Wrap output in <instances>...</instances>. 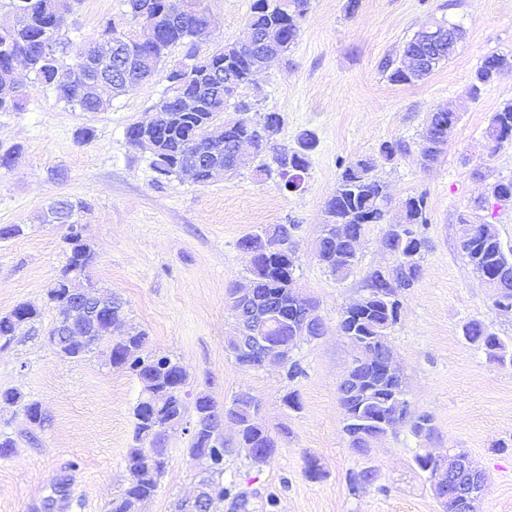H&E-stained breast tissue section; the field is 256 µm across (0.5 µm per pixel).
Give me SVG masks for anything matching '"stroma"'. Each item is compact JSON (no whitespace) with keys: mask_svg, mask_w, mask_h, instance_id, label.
Segmentation results:
<instances>
[{"mask_svg":"<svg viewBox=\"0 0 512 512\" xmlns=\"http://www.w3.org/2000/svg\"><path fill=\"white\" fill-rule=\"evenodd\" d=\"M254 0H205L215 28L200 42L208 52L244 35ZM309 0L297 39L285 56L259 73L244 96L258 112H277L283 125L268 152L292 145L304 131L317 147L298 188L257 171L247 158L237 172L208 185L189 178H158L150 155L126 139V127L162 98L167 83L156 76L88 113L57 101L52 88L31 84L25 66L16 76L30 83L19 112H0V145H20L15 166L0 168V227L19 224L21 235L0 239V313L26 302L41 318L0 347V389L15 387L38 401L48 417L44 429L27 434L19 411L0 405V432L16 445L0 458V512H41L60 478L70 495L64 512H108L125 485L133 441L132 410L141 386L131 373L97 359L73 362L45 341L55 320L46 292L66 261L63 224L41 217L57 199H82L78 217L84 239L96 252L88 278L119 295L128 319L149 334V349L171 355L188 372L190 395L210 394L217 403L238 390L257 395L263 416L277 431L278 448L255 466L241 448L224 456V480L249 496V512H442L425 474L413 461L432 448L467 452L489 481L478 512H512V367L490 359L463 337L464 325L482 321L497 336L512 337V313L497 311L493 288L474 274L458 240L461 218L495 225L512 246V202L488 197L494 182L512 178V141L485 147L489 117L512 101V66L465 96L476 68L493 52L512 51V0ZM123 0H81L69 20L74 45L100 40L107 23L124 20ZM460 25L454 53L426 79L391 82L381 64L398 58L403 45L431 21ZM456 110L459 121L438 159L424 163L420 144L429 112ZM91 139H81L84 129ZM406 143V153L380 159L386 142ZM377 160L387 187L385 224L399 221V202L424 195L428 239L420 282L400 296V318L390 340L403 370L411 404L434 417L432 438L398 426L368 456L349 447L337 384L353 350L337 324L357 299L369 271L388 264L381 245L385 224L371 225L359 246L355 270L343 280L319 264L315 244L325 220L324 204L344 167ZM295 225V276L317 304L324 335L299 343L295 357L307 374L245 371L225 349L231 323L230 288L244 281L249 260L239 239L260 226ZM297 391L302 408L288 410L283 397ZM188 437L171 438L169 462L154 497L140 512H175L190 496L203 462L187 448ZM315 456L322 477L303 474L304 454ZM374 469L373 484L351 491L348 475ZM278 500L269 510L268 495Z\"/></svg>","mask_w":512,"mask_h":512,"instance_id":"obj_1","label":"stroma"}]
</instances>
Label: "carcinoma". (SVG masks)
Segmentation results:
<instances>
[{
  "mask_svg": "<svg viewBox=\"0 0 512 512\" xmlns=\"http://www.w3.org/2000/svg\"><path fill=\"white\" fill-rule=\"evenodd\" d=\"M125 3L131 19L153 25L156 42L149 48L148 56L139 52L133 56L124 80L111 82L105 91L89 97L83 92L84 78L106 72L109 65L97 55L99 46L89 42L83 45L87 67L81 71L71 67L68 6L59 0H10V6L23 15V21L15 28L0 30V83L14 82L13 61L19 56L26 60L35 80L54 88L58 101L84 112H101L111 105L112 98L161 72V64L169 51L185 45L189 47L185 59L195 63L197 76L169 82L165 95L141 120L126 128L128 142L149 151L152 166L159 175L168 177L180 166L190 170L195 182L206 185L211 181L213 168L232 170L228 161L244 135L248 134L265 145L280 131L283 119L278 112H264L255 117L250 115L246 125L221 120V115L228 108L249 112L251 104L242 99L230 102L224 90L213 81L212 74L229 70L239 87L249 85L255 70L262 68L269 59L284 54L295 41L299 18L305 11L307 0H288L286 8L273 5L270 0H254L246 22V30L253 34L254 42L241 47L229 43L201 58L194 51V45L206 38L215 24L203 0H195L191 7L187 0H125ZM49 29L57 35L50 56L43 46V35ZM419 54H424V49L418 37L414 36L403 46L400 64L389 58L381 68L389 73L393 82L413 83L431 74L451 52L446 50L436 55L423 69L409 68L405 60ZM508 65H512V54L485 56L468 87L469 98H477L483 87ZM447 122L448 113H429L421 149L425 161L432 163L441 154L437 145ZM506 139L512 140V102L503 104L492 113L484 131L485 145L493 149ZM316 146L315 136L304 131L297 136L294 146L274 156L273 165L262 166V171L268 176L275 172L282 178L291 174L301 175L308 169ZM375 169L376 160L372 158L360 159L346 167L334 193L325 203L327 220L317 240L316 253L320 263L340 279L350 275L357 266L358 257L354 253L357 240L364 236L370 225L381 224L384 220L385 186L374 174ZM83 208L82 201L60 200L53 203L44 215L46 224L68 225L66 263L61 277L47 291L48 301L58 312V322L50 329V334H62L70 329L78 336L89 337L92 347L58 344L57 353L75 361L96 353L104 357L111 367L131 372L141 384L140 399L133 407L135 446L128 453L129 480L112 498L109 512H126L128 500L132 497L154 496L168 457L164 428L188 414L195 424L189 435L190 454H196L200 448H255L261 452L263 460H269L277 448V438L260 416V400L256 395L240 391L233 395L230 403L222 406L206 394L198 395L192 403L188 402L189 393L185 391L188 373L178 361L148 353V332L132 327L124 337L112 335L111 323L125 318V302L121 297L102 292L100 297L108 300V304L101 315L70 318L71 301L66 292L68 276L84 274L96 257L90 244L84 241L81 228L73 221L75 213ZM400 209L402 223L387 225L382 236L384 248L398 259L399 264L385 272L374 269L366 275L364 285L376 289V297L364 311H344L340 329L348 336L388 335L398 320L399 293L419 282L418 263L424 258L426 239L415 226L426 223L425 197L409 196L401 200ZM294 229L293 224L262 228L241 238L239 247L243 248L250 242L261 245L265 241L282 245L292 238ZM459 247L467 265L479 276L503 267L512 268V248L504 249L498 233H488L484 224L462 220ZM248 273L254 282L257 298H272L281 306V313L294 314L295 281L288 275V267L276 265L261 256ZM40 317L41 312L27 303H20L10 312L1 314L0 343L10 345L22 326L31 325ZM463 335L500 365L512 366V343L490 332L483 322L472 320L466 323ZM361 372L371 377L374 385L358 414H353L351 403L346 398L338 397L347 435L354 430L357 418L367 420L397 411L392 389L380 383L378 376L367 368H362ZM0 399L20 406L29 424L39 428L43 426L44 416L38 413L41 409L39 402L25 399L23 393L14 388L0 390ZM213 410L236 422V438L230 441L211 438ZM200 482L212 489L203 512H218V505L224 502L225 497L242 496L235 491L234 485H224L222 468L202 475Z\"/></svg>",
  "mask_w": 512,
  "mask_h": 512,
  "instance_id": "carcinoma-1",
  "label": "carcinoma"
}]
</instances>
